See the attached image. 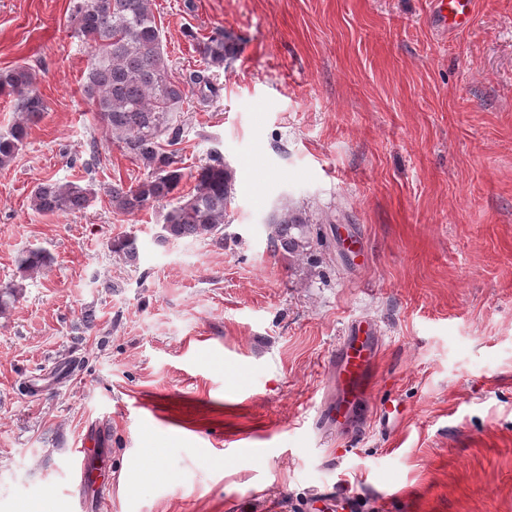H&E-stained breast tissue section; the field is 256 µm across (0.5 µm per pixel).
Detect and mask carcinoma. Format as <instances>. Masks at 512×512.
I'll return each mask as SVG.
<instances>
[{"label": "carcinoma", "mask_w": 512, "mask_h": 512, "mask_svg": "<svg viewBox=\"0 0 512 512\" xmlns=\"http://www.w3.org/2000/svg\"><path fill=\"white\" fill-rule=\"evenodd\" d=\"M69 10L72 26L90 48L83 96L113 143L147 170V176L135 184H112L107 191L112 210L135 216L167 201L160 240L224 239L235 172L215 156L196 169L191 190L183 194L179 187L184 173L175 151L164 148L176 145L180 137L178 118L187 94L173 79L153 0H69ZM199 52L206 70L221 69L237 53V42L219 33L199 44ZM0 95L14 98L19 112L18 120L0 132L2 168L23 148L31 126L42 119L47 105L29 65L0 71ZM95 195L89 184L46 180L33 187L30 203L40 214H65L87 208ZM316 223L306 210L285 205L267 225L268 239L274 251L294 265L318 244ZM110 248L129 264L138 259L137 239L130 234L114 240ZM51 262L45 250H28L19 256L22 277L0 286L1 316L22 296L25 277Z\"/></svg>", "instance_id": "1"}]
</instances>
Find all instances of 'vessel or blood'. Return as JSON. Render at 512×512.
I'll return each instance as SVG.
<instances>
[{
  "mask_svg": "<svg viewBox=\"0 0 512 512\" xmlns=\"http://www.w3.org/2000/svg\"><path fill=\"white\" fill-rule=\"evenodd\" d=\"M475 0H438L439 10L448 13L454 25L467 24ZM380 352L375 326L357 321L348 326L338 345L332 365L336 377V401L327 414L328 420L348 418L353 408L366 400L372 390L374 372Z\"/></svg>",
  "mask_w": 512,
  "mask_h": 512,
  "instance_id": "vessel-or-blood-1",
  "label": "vessel or blood"
}]
</instances>
